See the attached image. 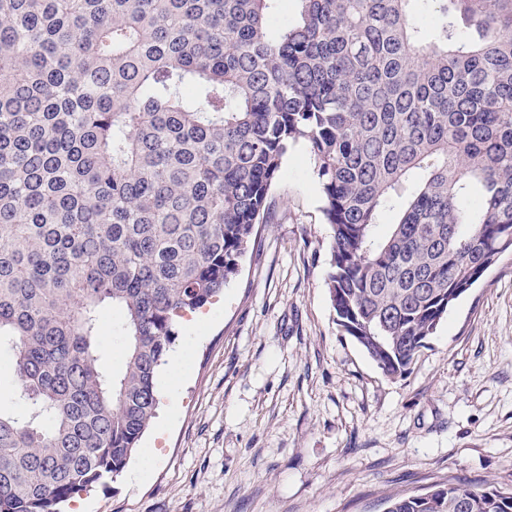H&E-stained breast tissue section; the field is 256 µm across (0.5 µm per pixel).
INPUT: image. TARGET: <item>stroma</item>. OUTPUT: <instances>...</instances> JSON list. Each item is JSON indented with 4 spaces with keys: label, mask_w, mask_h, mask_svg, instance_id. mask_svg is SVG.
Wrapping results in <instances>:
<instances>
[{
    "label": "stroma",
    "mask_w": 512,
    "mask_h": 512,
    "mask_svg": "<svg viewBox=\"0 0 512 512\" xmlns=\"http://www.w3.org/2000/svg\"><path fill=\"white\" fill-rule=\"evenodd\" d=\"M275 223L182 323L190 365L136 454L70 512H386L451 478L512 492V254L452 307L402 377L341 332L325 277L331 227L306 144L283 160ZM121 314L98 342L120 370Z\"/></svg>",
    "instance_id": "stroma-1"
}]
</instances>
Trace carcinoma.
Segmentation results:
<instances>
[{
	"instance_id": "obj_1",
	"label": "carcinoma",
	"mask_w": 512,
	"mask_h": 512,
	"mask_svg": "<svg viewBox=\"0 0 512 512\" xmlns=\"http://www.w3.org/2000/svg\"><path fill=\"white\" fill-rule=\"evenodd\" d=\"M277 2L0 0V512H63L124 471L179 319L273 223L291 146L336 324L389 377L512 251V0H297L274 29ZM387 512H512V492L455 480ZM121 320L118 310L107 307L103 310L99 326L98 342L108 367L114 371L122 368L125 356L124 343L119 336Z\"/></svg>"
}]
</instances>
